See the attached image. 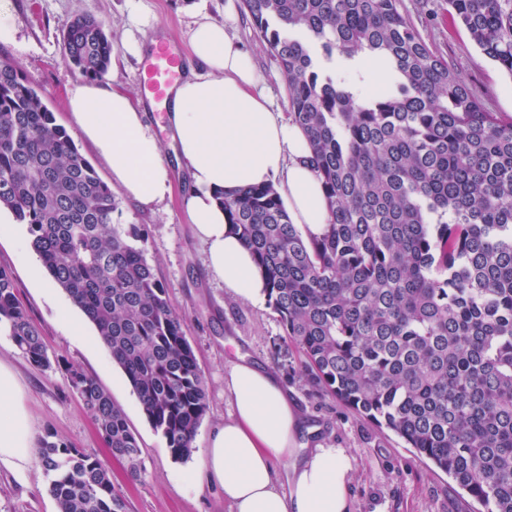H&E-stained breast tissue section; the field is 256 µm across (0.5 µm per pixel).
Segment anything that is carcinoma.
I'll use <instances>...</instances> for the list:
<instances>
[{"label":"carcinoma","mask_w":512,"mask_h":512,"mask_svg":"<svg viewBox=\"0 0 512 512\" xmlns=\"http://www.w3.org/2000/svg\"><path fill=\"white\" fill-rule=\"evenodd\" d=\"M276 60L330 208L319 235L273 184L219 195L267 304L336 397L447 474L485 512H512V120L486 111L398 0H242ZM448 15L512 73V0H448ZM66 64L99 80L112 41L95 16L62 29ZM365 55L392 73L375 98L347 81ZM116 191L56 124L18 63L0 59V208L93 324L174 458L191 455L208 394L184 322ZM0 326L32 364L42 336L0 269ZM69 387L112 456L142 477L124 412L80 367ZM40 464L57 512H125L99 458L49 433Z\"/></svg>","instance_id":"cac0c4a2"}]
</instances>
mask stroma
<instances>
[{"mask_svg": "<svg viewBox=\"0 0 512 512\" xmlns=\"http://www.w3.org/2000/svg\"><path fill=\"white\" fill-rule=\"evenodd\" d=\"M399 8L488 111L512 117V74L484 56L465 28L452 22L448 0H399ZM0 10L16 30L12 41L0 42V59L20 64L24 75L42 93L57 124L66 129L104 182H111L112 173L82 138L67 106L70 90L84 81L64 62L61 52L60 32L75 15L92 14L105 23L112 38L114 64L103 82L128 92L137 102H144L146 93L140 71L142 59L131 51V43H145L155 35L187 49L195 21L206 17L225 25L251 52L276 105L284 111L289 108L278 65L243 11L242 0H0ZM147 125L171 165L174 194L151 210L121 200L112 221L140 224L147 232V259L164 285L171 307L184 321L187 339L204 375L207 413L190 457L175 459L147 420L107 346L96 342L92 324L83 322L79 335L60 324L58 310L69 298L52 279L41 284L32 280L20 253L21 244L30 236L26 225L13 222L10 235L0 237V268L10 273L18 300L39 328L51 365L39 368L31 364L5 331L0 333V359L10 363L19 375L36 437L52 433L95 454L123 495L126 512H229L223 492L214 484L198 486L189 483L187 477L196 468L212 429L229 416L230 400L224 392L227 367L233 361H251L275 373L299 407L303 430L298 447L347 449L354 464L350 486L353 512H463L459 489L447 474L420 461L392 431L375 426L311 386L298 352L266 300L235 299L208 275L204 247L194 237L181 205L191 184L170 145L165 113H148ZM66 360L91 374L123 410L142 448L141 480L128 477L124 464L113 458L72 393L62 366ZM49 482L38 465L22 474L1 468L0 512H57Z\"/></svg>", "mask_w": 512, "mask_h": 512, "instance_id": "stroma-1", "label": "stroma"}]
</instances>
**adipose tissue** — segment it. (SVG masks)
<instances>
[{"mask_svg": "<svg viewBox=\"0 0 512 512\" xmlns=\"http://www.w3.org/2000/svg\"><path fill=\"white\" fill-rule=\"evenodd\" d=\"M189 49L194 66L168 111L170 138L192 184L182 204L208 273L236 298L254 302L265 285L250 249L231 233L218 194L280 181L292 222L312 235L328 224L329 204L305 132L259 90L251 53L207 19L196 21ZM68 105L125 197L145 207L172 197L170 166L128 94L83 83L71 90ZM224 387L232 412L212 430L196 480L218 484L231 512H351L350 456L343 448L299 452L301 417L275 374L237 362ZM34 441L19 382L0 362V467L32 468Z\"/></svg>", "mask_w": 512, "mask_h": 512, "instance_id": "ef3b65f1", "label": "adipose tissue"}]
</instances>
